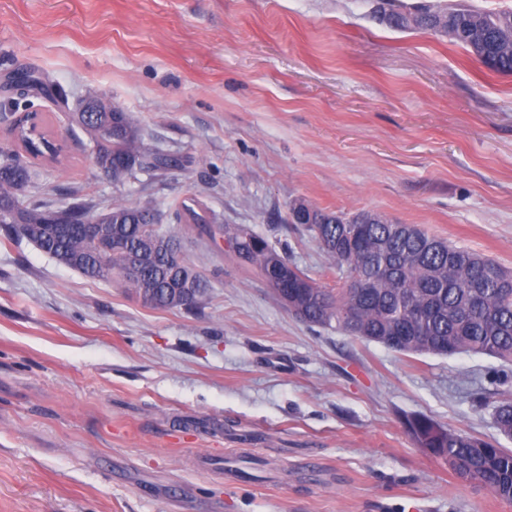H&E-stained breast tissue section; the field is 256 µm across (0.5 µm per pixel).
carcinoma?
I'll return each instance as SVG.
<instances>
[{
	"label": "carcinoma",
	"mask_w": 512,
	"mask_h": 512,
	"mask_svg": "<svg viewBox=\"0 0 512 512\" xmlns=\"http://www.w3.org/2000/svg\"><path fill=\"white\" fill-rule=\"evenodd\" d=\"M374 13L380 22L398 30L432 32L469 51L491 72L512 75V10L485 11L448 0L411 5L377 0ZM100 111L91 117L68 113L94 143L96 162L112 172V183L124 185L143 169L166 171L177 161L144 143L133 115L100 98ZM31 113L14 120L12 133L24 152L41 159L54 145L28 133ZM29 166L19 154L0 147V210L11 214L3 224L7 236L23 235L26 228L52 222L67 224L65 237L43 239L30 233L28 240L55 257L77 256L79 272L97 280L121 277L123 287L154 309L184 306L187 293L197 308L209 299V287L183 255L172 252L180 238L159 228V213L148 206L117 203L97 212L85 200L60 207L24 198L31 181ZM303 221L325 252L330 264L347 272L337 288L310 278L262 237L242 227L207 222L189 205L175 207L178 224H199L214 238L234 244L230 253L242 264L258 270L276 299L296 301L302 321L322 328L336 327L355 339L401 354L454 356L477 353L512 365V271L493 259L449 244L440 251L439 239L408 224L372 211L354 214L308 208ZM99 222L97 231L85 233L87 222ZM134 254L141 269L135 278L121 270ZM285 269L279 281L267 279L272 258ZM498 430L512 438V400L495 406ZM418 447L436 459L448 461L456 473L512 501V449L450 430L425 416L408 420Z\"/></svg>",
	"instance_id": "cac0c4a2"
}]
</instances>
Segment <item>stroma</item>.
Wrapping results in <instances>:
<instances>
[{"mask_svg":"<svg viewBox=\"0 0 512 512\" xmlns=\"http://www.w3.org/2000/svg\"><path fill=\"white\" fill-rule=\"evenodd\" d=\"M371 0H0V147L16 148L14 75L94 95L177 168L113 185L51 97H34L61 164L31 199L151 206L206 276L194 311L153 309L0 232V512H512L418 448L426 415L501 437L512 366L402 355L310 329L197 225L286 250L338 287L298 200L380 213L512 270V75L374 18Z\"/></svg>","mask_w":512,"mask_h":512,"instance_id":"1","label":"stroma"}]
</instances>
